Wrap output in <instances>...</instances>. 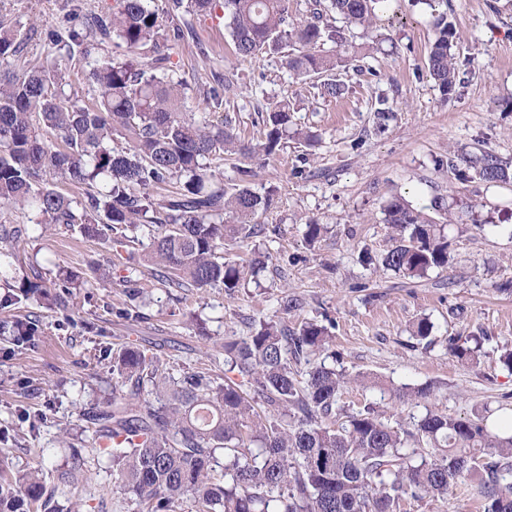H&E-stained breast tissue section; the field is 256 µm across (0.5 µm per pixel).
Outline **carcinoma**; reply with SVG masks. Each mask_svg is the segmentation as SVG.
<instances>
[{"label": "carcinoma", "instance_id": "obj_1", "mask_svg": "<svg viewBox=\"0 0 512 512\" xmlns=\"http://www.w3.org/2000/svg\"><path fill=\"white\" fill-rule=\"evenodd\" d=\"M386 2L310 0L299 15L291 0H167L183 24L163 29L149 0H116L111 14L56 37L89 59L87 80L100 89L98 98L66 92L54 65L0 68V206L27 208L46 231L64 225L116 249L140 243L134 233L141 231L144 261L161 283L235 294L265 262L247 270L224 257V246L264 234L259 216L273 204L271 192L251 188L249 159L273 155L290 137L312 146L314 137L291 128L286 102L268 107L265 138L254 144L240 141L228 117L216 125L196 121L186 109L187 82L162 48L185 38L186 17L219 9L238 58L276 54L292 75L323 78L320 97L337 99L345 85L335 72L360 50L351 32L373 31ZM433 28L427 68L446 97L459 79L456 31L445 12L434 16ZM106 40L128 58L98 59ZM20 45L16 31L1 27L0 63ZM386 103L379 99L374 113L379 133L393 118ZM116 136L127 150L112 147ZM228 154L240 163L237 183L226 188L210 161ZM459 161L485 183H512V159L492 150ZM457 162L448 160V172ZM60 182L97 191L78 200L58 189ZM163 187L167 193L154 199L150 191ZM384 214L392 244L383 269L415 279L448 264L444 230L420 210L399 196ZM24 233L0 222V268L13 266ZM83 283L70 271L49 290L35 271L6 285L0 309L29 299L61 309ZM280 310L277 319L252 322L249 336L224 341V377L206 363L167 372L133 345L113 357L112 375L124 391L95 415L94 440L112 465L120 512H400L407 497L443 498L462 482L474 487L483 512H512V435H500L484 414L429 411L391 423L370 403L358 411L337 407L353 379L311 359L329 343L328 328L313 321L288 327L283 316L299 310L292 299L282 298ZM37 330L29 320L9 325L18 344ZM389 392L401 402L420 401L432 387ZM84 464L81 450H73L61 479L77 482ZM53 494L35 475L0 474V512H52Z\"/></svg>", "mask_w": 512, "mask_h": 512}]
</instances>
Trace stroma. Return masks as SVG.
I'll return each instance as SVG.
<instances>
[{"instance_id": "obj_1", "label": "stroma", "mask_w": 512, "mask_h": 512, "mask_svg": "<svg viewBox=\"0 0 512 512\" xmlns=\"http://www.w3.org/2000/svg\"><path fill=\"white\" fill-rule=\"evenodd\" d=\"M116 0H0V25L19 30L23 59L38 63L52 55L69 90L91 98L87 66L79 54L52 42L51 34L73 21L111 13ZM456 28L459 65L455 92L442 96L426 66L433 39L429 9L413 0H389L378 26L387 39L358 56L340 79L343 97L320 98L312 79L295 78L278 57L237 58L226 27L204 17L194 32L170 49V60L188 83V106L196 118L231 117L242 140L263 135L261 114L285 100L295 126L319 134L316 157L288 141L273 156L252 162L256 191L275 189V203L261 218L268 233L255 246L231 248L229 256L265 257L258 281L234 296L223 289L166 288L144 269L142 249L119 256L110 244L59 229L42 232L33 214L12 210L24 227L18 262L10 275L20 281L39 268L46 282L59 270L89 276V262L110 276L77 289L71 310H49L21 301L0 311V322L35 319L39 334L30 347L0 333V465L11 475L40 469L46 486L71 462L72 448H87L94 426L87 414L106 408L112 396V355L129 343L147 349L167 366L187 369L213 360L223 368L224 339L249 335L252 320L274 315L283 296L303 309L288 317L328 326L336 369L363 376L340 403H374L388 421H410L426 410L456 417L512 409V370L501 355L512 349V184L491 186L450 178L442 163L476 145L512 157V0H448ZM226 85L214 86L213 72ZM217 99H209L210 87ZM386 98L396 112L387 130L374 131V111ZM303 166L294 177L295 166ZM394 195L423 208L429 222L448 237L447 267L409 279L376 271L361 252L379 258L388 246L383 208ZM441 198L442 210L431 209ZM329 225L315 244L305 239L309 220ZM137 274L148 300L129 301L125 280ZM429 318L427 339L413 326ZM467 342L474 356L453 358L452 342ZM396 387L434 384L425 401L401 403L381 393ZM111 468L106 458L89 461L79 483L55 493L53 512H71L77 501L111 503ZM401 512H482L470 486L458 485L447 499L407 500Z\"/></svg>"}]
</instances>
